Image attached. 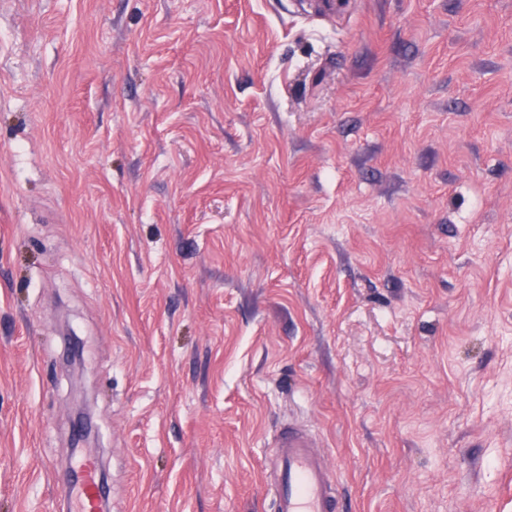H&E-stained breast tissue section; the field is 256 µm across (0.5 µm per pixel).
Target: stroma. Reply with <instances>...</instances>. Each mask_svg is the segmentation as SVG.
Returning <instances> with one entry per match:
<instances>
[{"label":"stroma","mask_w":512,"mask_h":512,"mask_svg":"<svg viewBox=\"0 0 512 512\" xmlns=\"http://www.w3.org/2000/svg\"><path fill=\"white\" fill-rule=\"evenodd\" d=\"M512 512V0H0V512ZM269 444L264 477L274 512H342L334 475L309 428L288 422ZM81 479L77 493L80 508L76 512H97L103 497L99 479V462L96 458H87L80 464Z\"/></svg>","instance_id":"obj_1"}]
</instances>
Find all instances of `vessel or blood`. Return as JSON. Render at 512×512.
Here are the masks:
<instances>
[{
  "label": "vessel or blood",
  "instance_id": "obj_1",
  "mask_svg": "<svg viewBox=\"0 0 512 512\" xmlns=\"http://www.w3.org/2000/svg\"><path fill=\"white\" fill-rule=\"evenodd\" d=\"M270 446L272 457L265 465L264 477L275 512H342L335 494V478L309 428L288 423L280 428ZM76 466L81 469L78 512H99V462L88 458L76 465L66 459L60 464L65 472Z\"/></svg>",
  "mask_w": 512,
  "mask_h": 512
}]
</instances>
